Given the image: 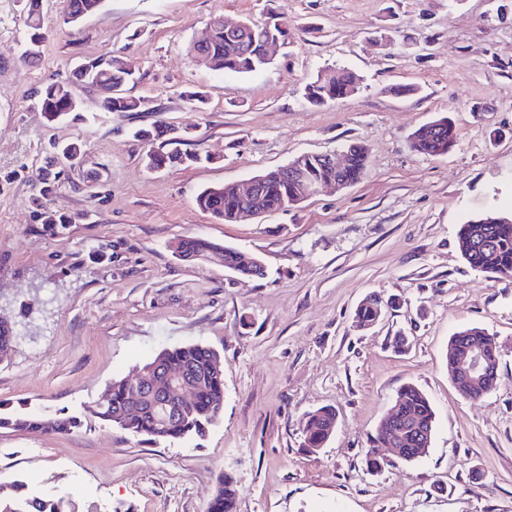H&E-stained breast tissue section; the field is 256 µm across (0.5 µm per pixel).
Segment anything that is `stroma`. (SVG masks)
Returning <instances> with one entry per match:
<instances>
[{
	"label": "stroma",
	"mask_w": 512,
	"mask_h": 512,
	"mask_svg": "<svg viewBox=\"0 0 512 512\" xmlns=\"http://www.w3.org/2000/svg\"><path fill=\"white\" fill-rule=\"evenodd\" d=\"M64 0H39L43 42L25 61L28 0H0V315L16 338L0 361V402L80 414L160 350L218 352L224 409L204 439L155 443L98 419L67 434L0 429V482L36 476L65 512H208L231 475L236 512H512V276L474 270L459 224L512 213V0H103L78 26ZM288 28L267 68L214 72L189 46L215 18ZM133 60L127 96L147 112H106L83 93L53 123L39 90L103 53ZM344 68L357 92L311 105L305 86ZM205 92L191 110L185 91ZM451 118L456 146L412 151L409 136ZM191 126L192 167L152 169L132 128ZM82 154L62 160L59 145ZM368 150L356 184L253 221L217 222L195 203L208 185L302 154ZM70 217L53 230L43 216ZM202 236L259 257L265 278L184 261ZM396 300L374 327L356 306ZM479 326L502 347L495 389L470 402L448 376V340ZM411 382L435 410L432 445L377 474L376 426ZM335 408L317 451L305 413Z\"/></svg>",
	"instance_id": "obj_1"
}]
</instances>
